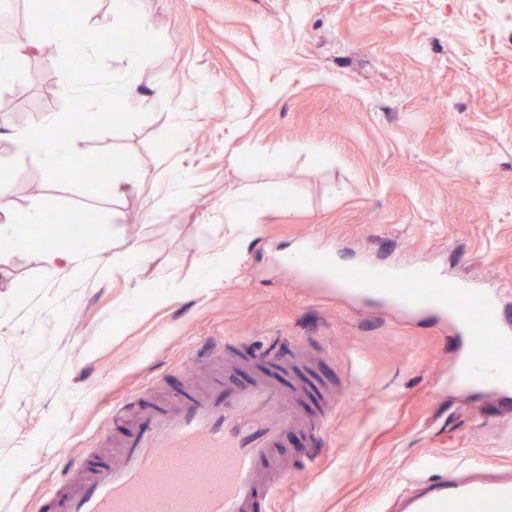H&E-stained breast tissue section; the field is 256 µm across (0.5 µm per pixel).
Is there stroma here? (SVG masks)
<instances>
[{"label":"stroma","instance_id":"35a3bbf8","mask_svg":"<svg viewBox=\"0 0 512 512\" xmlns=\"http://www.w3.org/2000/svg\"><path fill=\"white\" fill-rule=\"evenodd\" d=\"M37 20L34 0H0V45L35 40ZM141 20L160 52L105 67L136 69L146 119L75 141L137 160L122 195L72 197L13 137L61 115L60 50L0 84V161L15 168L0 207L89 215L99 244L66 277L42 239L0 243V512H40L113 403L157 377L177 391L224 336L261 351L309 339L318 381L347 392L321 445L289 435L296 470L270 512H370L426 469L512 468L500 397L454 382L436 314L327 298L277 262L315 236L349 264L424 263L502 290L512 318V0H141ZM256 190L289 205L249 223ZM165 281L188 289L157 295Z\"/></svg>","mask_w":512,"mask_h":512}]
</instances>
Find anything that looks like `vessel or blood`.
I'll return each instance as SVG.
<instances>
[{
  "mask_svg": "<svg viewBox=\"0 0 512 512\" xmlns=\"http://www.w3.org/2000/svg\"><path fill=\"white\" fill-rule=\"evenodd\" d=\"M283 263L349 302L374 298L401 316L432 309L465 340L453 371L467 389L504 386L500 355L512 350V320L498 290L444 280L427 265H348L323 248H303ZM275 343L276 352L247 355L268 366L250 380L237 376L242 341L228 337L193 358L218 368L205 387L188 383L162 396L154 380L113 404L105 433L67 462L43 501L53 512H260L288 481L286 436L302 432L319 442L335 412L329 399L303 410L300 394L316 385L290 374L292 339ZM380 512H512V469L451 467L414 481Z\"/></svg>",
  "mask_w": 512,
  "mask_h": 512,
  "instance_id": "1",
  "label": "vessel or blood"
}]
</instances>
